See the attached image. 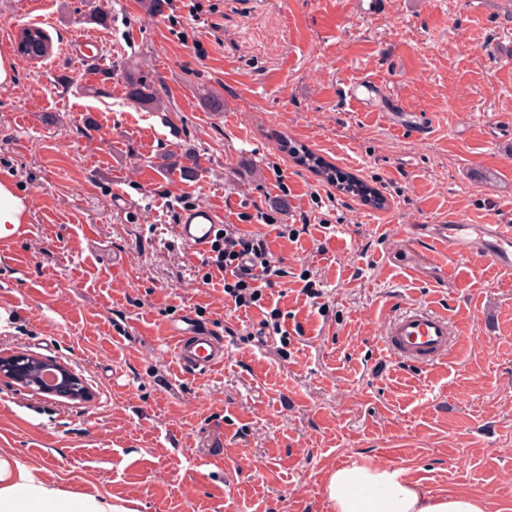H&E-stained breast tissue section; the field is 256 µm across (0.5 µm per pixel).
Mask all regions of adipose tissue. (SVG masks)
Instances as JSON below:
<instances>
[{
  "mask_svg": "<svg viewBox=\"0 0 512 512\" xmlns=\"http://www.w3.org/2000/svg\"><path fill=\"white\" fill-rule=\"evenodd\" d=\"M42 472L17 454L0 452V512H136L121 498L64 490L47 482ZM324 490L333 512H490L484 498L434 496L406 470L374 463L328 469Z\"/></svg>",
  "mask_w": 512,
  "mask_h": 512,
  "instance_id": "obj_1",
  "label": "adipose tissue"
}]
</instances>
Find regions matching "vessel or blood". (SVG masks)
<instances>
[{"label":"vessel or blood","instance_id":"obj_1","mask_svg":"<svg viewBox=\"0 0 512 512\" xmlns=\"http://www.w3.org/2000/svg\"><path fill=\"white\" fill-rule=\"evenodd\" d=\"M179 237L196 255L207 258L224 226L216 212L205 205L183 211L178 220ZM449 253L490 258L500 269L512 271V226L508 224H443L435 233ZM166 333L180 365L191 371H207L223 365L227 355L223 338L214 336L190 311L170 319ZM385 340L390 352L401 362L426 367L443 360L455 345L448 327V315L435 308L413 307L390 321Z\"/></svg>","mask_w":512,"mask_h":512}]
</instances>
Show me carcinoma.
Returning a JSON list of instances; mask_svg holds the SVG:
<instances>
[{
  "label": "carcinoma",
  "instance_id": "obj_1",
  "mask_svg": "<svg viewBox=\"0 0 512 512\" xmlns=\"http://www.w3.org/2000/svg\"><path fill=\"white\" fill-rule=\"evenodd\" d=\"M138 7L144 16L148 18L163 14L168 8L167 0H137ZM24 32L33 37L30 45L22 50V54L30 57H38L44 53L45 39L49 38L46 31L37 26H30ZM126 98L136 106L147 111H159L163 109L161 97V80L150 70L137 67H128L125 70ZM279 149L300 167L314 173L326 184L348 193L353 192L362 204L374 209H383L386 199L373 186L354 179H348L343 183L338 182L339 169L325 158L315 153L307 146L292 141L286 137L279 138Z\"/></svg>",
  "mask_w": 512,
  "mask_h": 512
}]
</instances>
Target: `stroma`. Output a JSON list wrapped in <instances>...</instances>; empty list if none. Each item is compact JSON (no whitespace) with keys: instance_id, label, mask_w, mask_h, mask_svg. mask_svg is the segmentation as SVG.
<instances>
[{"instance_id":"35a3bbf8","label":"stroma","mask_w":512,"mask_h":512,"mask_svg":"<svg viewBox=\"0 0 512 512\" xmlns=\"http://www.w3.org/2000/svg\"><path fill=\"white\" fill-rule=\"evenodd\" d=\"M193 1L146 18L136 0H0V55L24 88L0 86V181L31 226L0 244V356L61 362L91 392L47 400L1 378L0 451L137 512H331L325 473L352 462L512 512V273L425 231L512 225V0H385L370 16L357 0H197L195 14ZM100 11L109 24L90 21ZM31 24L52 39L46 58L16 51ZM78 35L102 40L103 66L155 72L165 111L130 103L118 75L90 96L101 65L72 55ZM359 83L413 129L343 97ZM279 134L386 208L298 167ZM199 205L264 236L283 275L260 306L236 307L178 237ZM408 305L447 308L457 355L414 369L388 353ZM185 309L230 344L223 366L177 364L165 324Z\"/></svg>"}]
</instances>
